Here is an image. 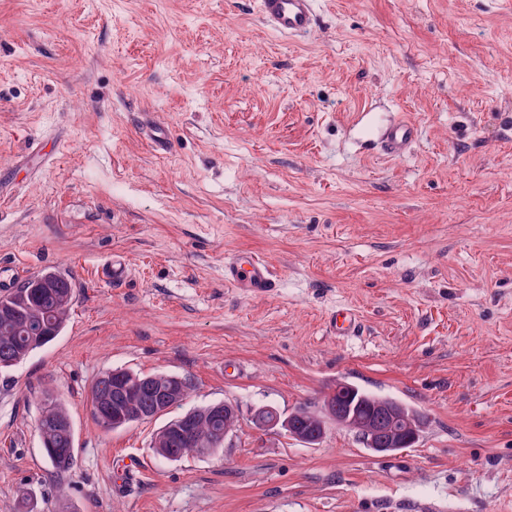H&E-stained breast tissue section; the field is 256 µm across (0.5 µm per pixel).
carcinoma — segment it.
I'll use <instances>...</instances> for the list:
<instances>
[{"label":"carcinoma","instance_id":"obj_1","mask_svg":"<svg viewBox=\"0 0 512 512\" xmlns=\"http://www.w3.org/2000/svg\"><path fill=\"white\" fill-rule=\"evenodd\" d=\"M45 276L50 282L42 288L36 304L30 305L23 299L24 286L0 297V308L11 312L9 321L0 320V373L22 363L34 351L53 341L63 328L73 300V283L55 272H47ZM171 385L177 387L184 398L192 388L191 380L186 377L173 380L165 374L145 375L129 369L105 371L91 388L93 416L106 429L125 427L131 417L151 420L164 407L162 390ZM324 402L331 403L339 416L355 413L374 419L378 423L377 443L383 446L389 424L387 398L349 385L343 393L328 394ZM293 414L291 433L308 437L310 444L319 442L323 432L318 415L306 406L296 408ZM67 419L66 407L53 397L50 405L43 408L38 427L45 459L49 467L60 474L69 472L75 459L73 429L61 425V421ZM237 421L238 410L231 403L222 408L212 404L195 408L171 420L156 433L153 451L163 460L169 454L180 458L189 453L201 454L190 440L164 438L169 427L182 425L195 436L212 440L211 449L215 452L224 447V432L233 431Z\"/></svg>","mask_w":512,"mask_h":512}]
</instances>
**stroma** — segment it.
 <instances>
[{
    "label": "stroma",
    "instance_id": "35a3bbf8",
    "mask_svg": "<svg viewBox=\"0 0 512 512\" xmlns=\"http://www.w3.org/2000/svg\"><path fill=\"white\" fill-rule=\"evenodd\" d=\"M317 8L288 38L257 0H0V277L76 283L62 333L0 375V512L512 505V0ZM401 119L421 135L394 158L375 138ZM241 252L274 294L225 282ZM115 254L118 288L98 275ZM344 307L358 331L329 335ZM116 368L193 388L106 429L90 391ZM340 382L423 412L418 441L380 455L331 422L315 445L251 422ZM48 392L75 431L65 474L37 429ZM221 401L240 413L221 450L155 457L166 419Z\"/></svg>",
    "mask_w": 512,
    "mask_h": 512
}]
</instances>
